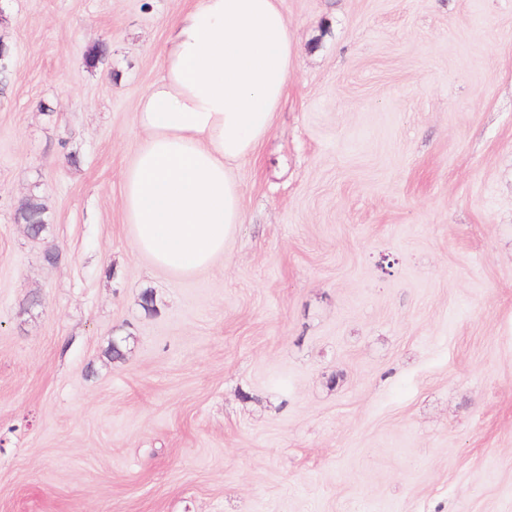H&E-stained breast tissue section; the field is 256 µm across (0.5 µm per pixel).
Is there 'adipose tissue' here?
Returning <instances> with one entry per match:
<instances>
[{
    "label": "adipose tissue",
    "instance_id": "adipose-tissue-1",
    "mask_svg": "<svg viewBox=\"0 0 512 512\" xmlns=\"http://www.w3.org/2000/svg\"><path fill=\"white\" fill-rule=\"evenodd\" d=\"M296 68L283 0H196L169 27L122 173L134 249L174 276L223 257L243 222L234 165L269 136Z\"/></svg>",
    "mask_w": 512,
    "mask_h": 512
}]
</instances>
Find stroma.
<instances>
[{
	"mask_svg": "<svg viewBox=\"0 0 512 512\" xmlns=\"http://www.w3.org/2000/svg\"><path fill=\"white\" fill-rule=\"evenodd\" d=\"M193 3L0 0V512H512V0H284L244 222L180 278L120 182ZM15 216L18 223L27 225L32 239H39L34 236H43L48 231L47 206L37 194L25 196L20 201Z\"/></svg>",
	"mask_w": 512,
	"mask_h": 512,
	"instance_id": "stroma-1",
	"label": "stroma"
}]
</instances>
